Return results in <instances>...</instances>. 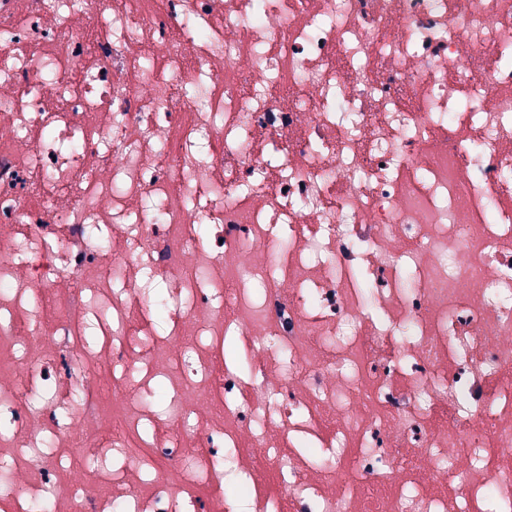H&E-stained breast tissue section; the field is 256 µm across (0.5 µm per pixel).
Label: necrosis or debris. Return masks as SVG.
I'll return each instance as SVG.
<instances>
[{"label": "necrosis or debris", "mask_w": 512, "mask_h": 512, "mask_svg": "<svg viewBox=\"0 0 512 512\" xmlns=\"http://www.w3.org/2000/svg\"><path fill=\"white\" fill-rule=\"evenodd\" d=\"M2 341L14 512H512V0H0Z\"/></svg>", "instance_id": "necrosis-or-debris-1"}]
</instances>
